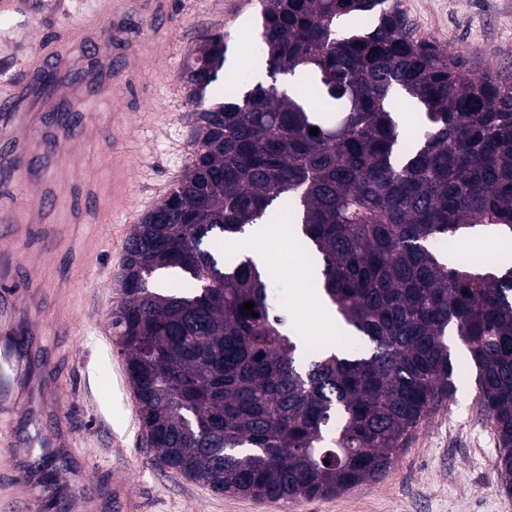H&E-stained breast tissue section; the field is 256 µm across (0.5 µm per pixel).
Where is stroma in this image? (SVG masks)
<instances>
[{
    "instance_id": "1",
    "label": "stroma",
    "mask_w": 512,
    "mask_h": 512,
    "mask_svg": "<svg viewBox=\"0 0 512 512\" xmlns=\"http://www.w3.org/2000/svg\"><path fill=\"white\" fill-rule=\"evenodd\" d=\"M113 0H17L12 19L0 25V88L17 72L37 42L83 20L110 18ZM172 31L168 50L146 53L138 83L111 96L87 91L71 96L73 109L110 123L129 115L130 131L113 148L76 143L78 169L59 175L37 159L42 186L56 194L55 211L30 228L24 246L47 284L69 289L48 298L35 322L39 361L53 365L41 384L57 390L69 434L56 484L86 472L98 484L125 483L140 512H512V494L501 490L494 427L482 415L475 376L462 349H455L456 391L416 429L386 475L340 494L278 503L239 494L214 493L204 484L161 467L144 443L138 402L112 333V312L122 298L119 272L127 239L144 214L141 201L158 203L172 173L184 172L195 148L191 105L170 107L168 82L180 79L184 61L207 33L223 34L228 60L236 62L255 35L262 0L236 10L232 0H169ZM417 39L440 42L475 71L493 68L512 75V0H397ZM128 177V203H104L100 212L73 213L87 179L112 185L115 162ZM272 295L289 300L286 328L303 337H332L313 308L304 306L295 281L278 273ZM69 314L68 333L56 335L54 310Z\"/></svg>"
}]
</instances>
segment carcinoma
Here are the masks:
<instances>
[{"mask_svg": "<svg viewBox=\"0 0 512 512\" xmlns=\"http://www.w3.org/2000/svg\"><path fill=\"white\" fill-rule=\"evenodd\" d=\"M259 28L245 68L219 33L185 63L196 148L126 249L112 327L143 430L214 492L340 493L453 396L454 336L511 493L512 266L458 245L512 240V78L417 40L394 0H263ZM285 218L335 343L287 333L272 270L226 251Z\"/></svg>", "mask_w": 512, "mask_h": 512, "instance_id": "1", "label": "carcinoma"}]
</instances>
